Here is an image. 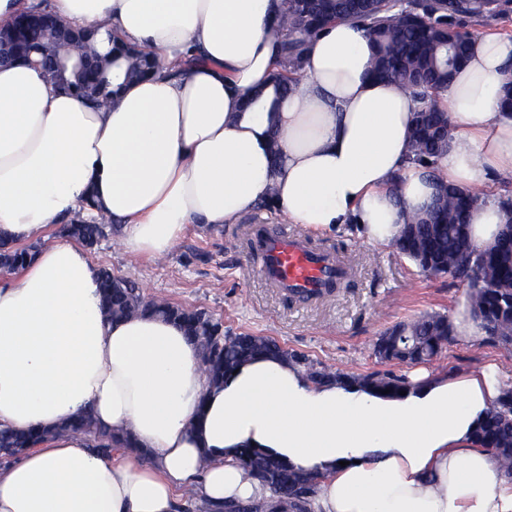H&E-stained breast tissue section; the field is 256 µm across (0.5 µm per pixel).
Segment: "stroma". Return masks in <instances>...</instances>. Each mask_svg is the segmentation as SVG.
Returning <instances> with one entry per match:
<instances>
[{
	"label": "stroma",
	"mask_w": 512,
	"mask_h": 512,
	"mask_svg": "<svg viewBox=\"0 0 512 512\" xmlns=\"http://www.w3.org/2000/svg\"><path fill=\"white\" fill-rule=\"evenodd\" d=\"M283 221L276 210L260 208L237 223L211 230L189 226L180 243L159 259L126 254L114 236L102 240L89 255L95 266L139 282L147 296L206 309L231 331L272 337L327 367L359 374L410 373V364L375 358L378 336L423 314L451 315L466 302L465 285L422 273L395 247L371 244L351 230L318 233L297 224L291 225V232L349 260L351 273L329 298L288 300L252 269L243 234L249 224ZM491 362L501 367L512 386V346L452 339L428 368L453 375Z\"/></svg>",
	"instance_id": "1"
}]
</instances>
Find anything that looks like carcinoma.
<instances>
[{"instance_id": "1", "label": "carcinoma", "mask_w": 512, "mask_h": 512, "mask_svg": "<svg viewBox=\"0 0 512 512\" xmlns=\"http://www.w3.org/2000/svg\"><path fill=\"white\" fill-rule=\"evenodd\" d=\"M46 2L41 0L18 15L22 20L38 14L43 22L26 25L18 40L0 47V55L8 62H29L32 54L38 53L52 88L83 98L106 94L111 84L107 65L121 59L131 61V75L144 77L154 70L153 56L118 39L113 40L106 65L82 46L74 48L51 41L49 28L59 26V19ZM502 6V0H408L400 10L385 0H283V10L274 26L276 35L282 37L281 51L289 70L275 74V89L285 93L300 80V62L308 37L333 21L362 27L376 47L374 75L399 83L419 103L413 119L410 160L432 170L435 159L450 145V141L436 140L432 135L433 127L448 122V115L437 107L435 96L448 87L469 55L475 35L465 30V24L470 19L496 14ZM63 52L75 55L76 59L74 66L58 70L54 68L53 56ZM480 202L479 192L437 182L432 209L426 216L405 224L395 247L421 272L466 284L468 307L482 323L488 342L508 346L512 345V235L501 232L496 242L485 249L472 244L470 217ZM111 233L112 225L91 223L79 212L59 227L61 236L88 249ZM38 249L37 244L20 247L0 237V267L17 271L31 261ZM98 275L103 306L109 317L120 319L149 313L179 326L200 347L210 385L224 382V376L240 362L271 354L303 367L316 384H361L391 394L409 387L407 376L393 372L357 374L320 366L270 336L230 332L224 329L221 319L204 309L147 298L134 280L116 276L105 267L98 269ZM450 336L452 326L447 316L425 314L386 330L376 340L373 354L381 361L426 363L442 351ZM61 430L89 435L92 447L104 454L114 448H137L130 434L117 435L98 426L89 412L67 420ZM44 436L45 431L37 428L26 432L0 428V462L18 457ZM474 441L490 451L506 475H512L511 387L504 389L499 405L487 412L475 431ZM239 462L271 490L283 512H310L309 502L315 492L312 478L251 448L240 450Z\"/></svg>"}]
</instances>
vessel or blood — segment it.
Returning <instances> with one entry per match:
<instances>
[{
	"label": "vessel or blood",
	"instance_id": "obj_1",
	"mask_svg": "<svg viewBox=\"0 0 512 512\" xmlns=\"http://www.w3.org/2000/svg\"><path fill=\"white\" fill-rule=\"evenodd\" d=\"M254 265L273 287L291 295L318 294L345 269L333 254L276 230L257 244Z\"/></svg>",
	"mask_w": 512,
	"mask_h": 512
}]
</instances>
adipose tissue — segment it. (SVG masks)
Segmentation results:
<instances>
[{
    "instance_id": "ef3b65f1",
    "label": "adipose tissue",
    "mask_w": 512,
    "mask_h": 512,
    "mask_svg": "<svg viewBox=\"0 0 512 512\" xmlns=\"http://www.w3.org/2000/svg\"><path fill=\"white\" fill-rule=\"evenodd\" d=\"M282 0H52L67 23L154 54L155 76L92 106L25 63L0 66V235L38 244L0 278V428L48 435L0 465V512H176L183 493L218 512L271 500L238 451L253 448L315 480L311 512H512V477L473 432L504 386L496 365L421 372L403 395L315 384L279 357L242 361L207 384L198 349L150 316L110 321L79 244H44L86 197L126 253L160 258L188 225L236 223L264 198L316 232L354 225L393 244L433 187L412 162L413 103L369 69L364 31L334 22L307 42L284 97L271 77ZM512 40L476 39L439 104L454 136L436 168L462 189L512 181V115L501 87ZM505 221L496 199L471 218L476 247ZM138 450L107 455L59 431L84 410Z\"/></svg>"
}]
</instances>
